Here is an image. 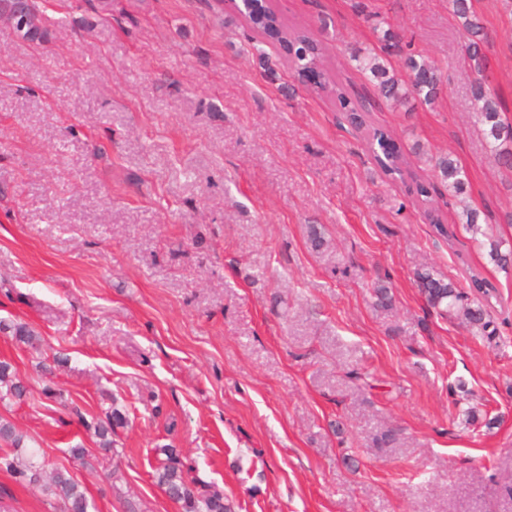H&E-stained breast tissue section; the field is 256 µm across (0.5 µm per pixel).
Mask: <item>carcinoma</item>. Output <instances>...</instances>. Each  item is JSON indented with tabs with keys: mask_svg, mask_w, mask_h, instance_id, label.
I'll list each match as a JSON object with an SVG mask.
<instances>
[{
	"mask_svg": "<svg viewBox=\"0 0 512 512\" xmlns=\"http://www.w3.org/2000/svg\"><path fill=\"white\" fill-rule=\"evenodd\" d=\"M258 0H241L237 12L248 18L255 32L263 39L276 44L289 64L299 67L323 64L324 54L320 42L312 34L290 28L263 7H257ZM453 15L462 21L466 33L464 58L470 70L476 74L472 81L473 105L481 124V134L490 148L493 159L505 168H512V120L504 115L501 105L487 86V69L484 46V26L474 11L472 0H450ZM25 21V30L20 39L40 43L45 39L46 30L32 0H0V22L16 30L19 20ZM356 70L370 83L380 98L390 105H399L414 97L426 105L434 104L441 91V73L435 62L424 57L418 59L409 55L404 60L405 74L400 75L384 64V59L371 53L367 56H353ZM339 110L346 114L349 124L360 129L366 124L369 109L365 101L355 103L343 91L336 90ZM368 149L373 160L386 172L402 175L404 157L399 153L388 135L375 129L368 136ZM434 177L447 184L455 193L463 192L466 175L457 162L449 156H428L425 158ZM490 260L502 267L512 266V249L501 251L500 242L490 243ZM418 286L428 304L443 311L456 306L460 294L452 283L434 277L428 272L417 274ZM470 322L487 328L486 309L482 301L463 310ZM12 332L13 339L20 345L37 348L40 337L34 330L22 324H2L0 331ZM28 393V386L12 370L11 364L0 361V406H9L22 400ZM126 423V415L118 408L106 412L105 419L94 424L83 422V426L94 431L99 447L107 452L114 451L112 434ZM163 457L158 459L154 477L156 483L174 501L181 504L183 512H230L224 501V493L212 485H205L198 479L186 476L183 463L175 448L161 449ZM0 471L8 473L20 484L41 488L43 493L60 503L59 512H91L95 509L81 485L65 467L46 471L44 453L35 444H28L25 436L17 431L14 424L0 416Z\"/></svg>",
	"mask_w": 512,
	"mask_h": 512,
	"instance_id": "obj_1",
	"label": "carcinoma"
}]
</instances>
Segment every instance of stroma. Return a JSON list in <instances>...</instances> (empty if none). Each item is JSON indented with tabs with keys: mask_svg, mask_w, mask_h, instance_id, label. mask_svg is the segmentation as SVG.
Returning a JSON list of instances; mask_svg holds the SVG:
<instances>
[{
	"mask_svg": "<svg viewBox=\"0 0 512 512\" xmlns=\"http://www.w3.org/2000/svg\"><path fill=\"white\" fill-rule=\"evenodd\" d=\"M35 2L44 42L0 24V321L42 346L0 332L29 388L0 416L97 512H182L154 479L167 447L231 512H512V268L488 256L512 246V171L479 134L448 0H274L418 179L423 153L462 167L464 194L440 184L428 205L382 173L334 85L302 80L228 0ZM475 7L512 118V15ZM388 29L440 67L434 105L390 107L356 71ZM420 271L466 305L484 279L494 337L428 305ZM49 387L87 422L125 413L116 457L73 461L96 438ZM0 505L55 512L1 471Z\"/></svg>",
	"mask_w": 512,
	"mask_h": 512,
	"instance_id": "35a3bbf8",
	"label": "stroma"
}]
</instances>
